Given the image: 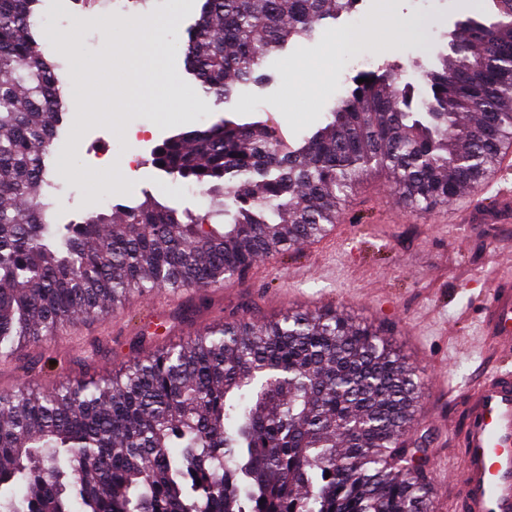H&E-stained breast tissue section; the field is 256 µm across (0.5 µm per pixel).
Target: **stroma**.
Here are the masks:
<instances>
[{"label": "stroma", "mask_w": 512, "mask_h": 512, "mask_svg": "<svg viewBox=\"0 0 512 512\" xmlns=\"http://www.w3.org/2000/svg\"><path fill=\"white\" fill-rule=\"evenodd\" d=\"M360 18L347 16L291 43L269 58L261 71L266 82L238 86L224 104L201 105L199 83L185 69L182 45L200 13V0H43L37 7L42 29H65L88 16L110 18L111 27H84L74 38L71 57L50 55L63 88L79 81L72 59L93 60L101 82L82 95L66 99V113L53 152L64 155L72 171L51 170L49 221L68 224L86 213L131 205L151 193L167 205L206 215L210 200L185 182H174L151 163L154 147L178 130L209 125L220 118L239 123L267 121L295 143L323 126L341 85L358 70L357 62L334 54L337 36H345L374 66L401 64L409 81L425 90L424 71L445 48L458 20L472 14L457 0H359ZM167 16L173 25L161 44L139 37L138 24ZM132 50L128 61L103 54L104 43ZM312 67L314 90L288 91L300 61ZM181 89V120L160 115L162 80ZM149 87L154 102L133 105L131 89ZM119 189L104 193L110 182ZM335 242L268 258L263 271L229 279L208 289L204 299L166 305V322L141 330L145 309L130 306L108 320L73 327L28 347L11 364H0V390H10L37 376L52 386L58 376L83 378L133 359L140 336L159 345L177 342L188 331L231 318L261 322L288 309L329 307L358 320L380 324L393 336L407 361L425 371L426 394L417 435L428 440L432 463H454L459 450L454 435L462 413L459 394L483 369L497 360L484 342L478 318L488 289L512 278V223L479 224L446 206L427 213H408L384 174L374 172L342 214ZM54 369H46V361Z\"/></svg>", "instance_id": "35a3bbf8"}]
</instances>
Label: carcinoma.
<instances>
[{
    "mask_svg": "<svg viewBox=\"0 0 512 512\" xmlns=\"http://www.w3.org/2000/svg\"><path fill=\"white\" fill-rule=\"evenodd\" d=\"M39 2L0 0V360L134 294L247 275L338 223L370 171L430 211L480 185L512 139V0H489L417 103L381 67L296 147L225 118L158 144L153 165L231 222L146 193L53 227L43 188L63 110ZM200 2L185 65L218 106L358 0ZM424 389L384 329L332 309L217 323L102 376L1 391L0 512H425L429 462L409 443Z\"/></svg>",
    "mask_w": 512,
    "mask_h": 512,
    "instance_id": "1",
    "label": "carcinoma"
}]
</instances>
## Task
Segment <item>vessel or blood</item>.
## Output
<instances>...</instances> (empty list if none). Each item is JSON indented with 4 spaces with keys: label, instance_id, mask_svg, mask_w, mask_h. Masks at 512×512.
Wrapping results in <instances>:
<instances>
[{
    "label": "vessel or blood",
    "instance_id": "vessel-or-blood-1",
    "mask_svg": "<svg viewBox=\"0 0 512 512\" xmlns=\"http://www.w3.org/2000/svg\"><path fill=\"white\" fill-rule=\"evenodd\" d=\"M486 189L498 195L495 220L512 219V174L502 170ZM486 342L500 358L465 390L454 467L439 471L454 488L461 512H512V280L493 282L481 316Z\"/></svg>",
    "mask_w": 512,
    "mask_h": 512
}]
</instances>
